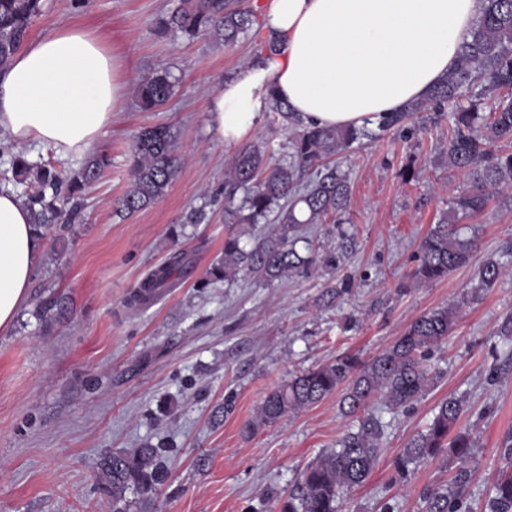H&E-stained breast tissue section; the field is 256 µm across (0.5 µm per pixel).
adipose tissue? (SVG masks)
Returning <instances> with one entry per match:
<instances>
[{
	"instance_id": "ef3b65f1",
	"label": "adipose tissue",
	"mask_w": 512,
	"mask_h": 512,
	"mask_svg": "<svg viewBox=\"0 0 512 512\" xmlns=\"http://www.w3.org/2000/svg\"><path fill=\"white\" fill-rule=\"evenodd\" d=\"M279 41L249 72L222 85L215 132L225 141L252 126L274 84L304 122L360 127L425 98L452 71L481 14L480 0H261ZM126 59L76 25L23 45L0 70V130L22 149L83 158L121 111ZM41 244L28 208L0 190V331L26 301Z\"/></svg>"
}]
</instances>
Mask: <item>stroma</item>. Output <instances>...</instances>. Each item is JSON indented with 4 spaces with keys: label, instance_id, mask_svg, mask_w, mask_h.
<instances>
[{
    "label": "stroma",
    "instance_id": "1",
    "mask_svg": "<svg viewBox=\"0 0 512 512\" xmlns=\"http://www.w3.org/2000/svg\"><path fill=\"white\" fill-rule=\"evenodd\" d=\"M179 4L88 0L77 9L71 0H41L31 24L33 38L80 25L125 53L126 104L95 148L111 164L86 188L64 251L45 240L28 298L0 332V512H112L101 460L144 447L154 448L162 479L151 502L128 491V512H279L301 472L335 448L351 420L335 393L249 431L267 393L344 353L370 361L415 318L445 306L456 307L457 326L433 349L434 382L409 410L375 405L387 424L383 449L367 482L345 491L342 512H421V492L448 480L455 461L442 455L404 478L394 462L452 394L466 405L456 428L475 440L468 512H485L512 461V343L498 334L512 313V182L484 215L460 220L462 236L477 240L471 264L436 283H413L422 238L469 186L448 165V118L437 110L344 158L348 210L311 232L316 248L340 254L339 269L318 266L272 285L246 278L202 293L186 282L149 308L127 306L129 292L172 248V225H183L197 272L223 251L224 205L208 198L240 147L260 146L277 160L288 153L289 135L268 112L233 143L213 126L217 89L248 72L269 32L255 25L230 48L207 35L157 33V19ZM160 67L176 78L174 93L143 109L137 84ZM155 124L175 133L180 168L162 198L120 215L114 201L128 185L132 135ZM198 209L204 221L190 223ZM489 258L504 273L494 287L473 291ZM346 273L354 286L332 293Z\"/></svg>",
    "mask_w": 512,
    "mask_h": 512
}]
</instances>
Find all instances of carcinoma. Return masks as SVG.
Instances as JSON below:
<instances>
[{
  "label": "carcinoma",
  "mask_w": 512,
  "mask_h": 512,
  "mask_svg": "<svg viewBox=\"0 0 512 512\" xmlns=\"http://www.w3.org/2000/svg\"><path fill=\"white\" fill-rule=\"evenodd\" d=\"M40 12V0H0V67L28 36ZM253 12L240 0H181L162 16L158 30L204 33L226 46L247 36ZM175 82L160 68L137 85L141 106L154 109L172 96ZM271 111L290 132L289 159L272 162L257 145L242 147L224 176V223L236 226L226 234L224 253L193 283L203 290L219 283H233L250 276L273 283L292 275L306 274L320 264L336 268L334 252L318 253L307 236L312 224H323L347 208L351 186L336 160L353 144L404 125L427 109V104L448 105L453 134L448 139V166L468 172L469 189L450 203L448 214L431 226L419 244L412 279L430 283L445 279L473 260L475 240L460 235L459 217L481 214L496 188L512 180V153L496 147L512 144V0H482L480 19L472 38L461 49L455 69L430 95L411 103L403 112L383 116L377 130L306 124L288 104L267 89ZM133 163L129 183L117 199V209L127 215L146 208L164 196L180 165L175 134L166 125L141 129L131 142ZM15 183L25 186L23 202L32 225L45 238L60 224L74 223L80 196L98 178L109 160L92 155L67 176L52 164L32 163L22 153H10ZM257 224H270L255 233ZM304 243L306 254L297 249ZM194 273L188 251L177 248L141 280L129 304L143 307L164 291L185 282ZM499 263L488 261L479 272L478 288H491L500 279ZM456 325V310L443 307L415 319L393 344L372 361L343 354L327 364L308 368L267 393L252 429L273 424L288 413L315 404L339 388H345L341 410L355 424L303 472L298 491L288 496L279 512H339L341 494L363 485L374 470L385 424L373 411L382 402L387 409L411 407L433 382L429 359L432 348L448 339ZM464 412L461 398L450 395L436 406L426 428L417 432L396 459V468L406 473L450 449L459 468L445 484L427 487L422 512H461L474 441L470 433L451 434ZM154 449L137 448L104 457L101 470L106 490L112 494L114 512H127L126 492L135 488L142 501L152 499L159 475L152 464ZM486 512H512V472L495 482L486 502Z\"/></svg>",
  "instance_id": "carcinoma-1"
}]
</instances>
